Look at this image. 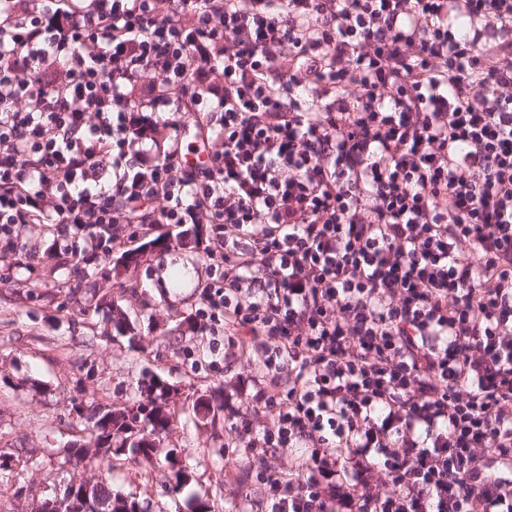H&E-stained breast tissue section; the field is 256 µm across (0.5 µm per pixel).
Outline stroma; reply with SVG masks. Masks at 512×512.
<instances>
[{
    "label": "stroma",
    "mask_w": 512,
    "mask_h": 512,
    "mask_svg": "<svg viewBox=\"0 0 512 512\" xmlns=\"http://www.w3.org/2000/svg\"><path fill=\"white\" fill-rule=\"evenodd\" d=\"M110 258L158 237L161 249L145 253L134 273L104 280L92 266H76L57 251L56 226L22 229L34 260H0V448H24L39 465L24 477L0 470V512H30L65 477V446L90 443L85 422L72 409L87 395L106 406L132 403L150 377L175 389L176 417L169 440L188 449L186 481L171 491L168 463L156 464L149 481L126 464L110 474L113 489L147 498L149 512H189L190 495L209 501L212 512H265V503L237 458L228 466L231 437L226 410L210 420L193 414L198 396L230 393L246 367L224 365V337L200 326L197 311L209 280L206 224L117 225ZM120 306L136 336L114 338L112 308Z\"/></svg>",
    "instance_id": "1"
}]
</instances>
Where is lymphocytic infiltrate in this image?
Segmentation results:
<instances>
[{"instance_id": "f902f5d3", "label": "lymphocytic infiltrate", "mask_w": 512, "mask_h": 512, "mask_svg": "<svg viewBox=\"0 0 512 512\" xmlns=\"http://www.w3.org/2000/svg\"><path fill=\"white\" fill-rule=\"evenodd\" d=\"M27 224L210 225L267 512H512V0H0L1 256Z\"/></svg>"}]
</instances>
